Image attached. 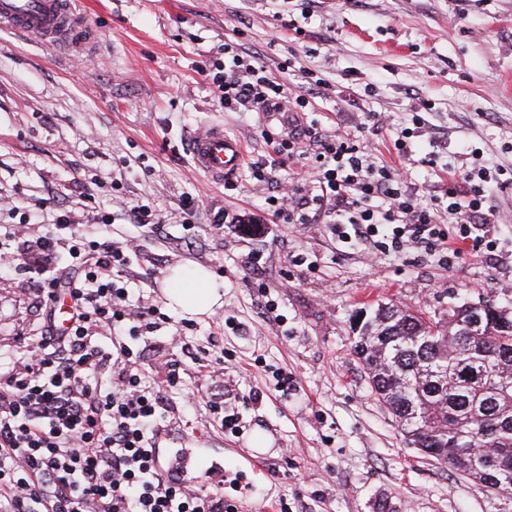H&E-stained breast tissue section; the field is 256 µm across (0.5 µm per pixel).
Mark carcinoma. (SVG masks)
<instances>
[{
  "label": "carcinoma",
  "instance_id": "obj_1",
  "mask_svg": "<svg viewBox=\"0 0 512 512\" xmlns=\"http://www.w3.org/2000/svg\"><path fill=\"white\" fill-rule=\"evenodd\" d=\"M353 351L407 444L474 484L512 494V310L491 299L425 319L365 310Z\"/></svg>",
  "mask_w": 512,
  "mask_h": 512
}]
</instances>
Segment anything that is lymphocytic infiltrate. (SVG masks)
I'll list each match as a JSON object with an SVG mask.
<instances>
[{
    "mask_svg": "<svg viewBox=\"0 0 512 512\" xmlns=\"http://www.w3.org/2000/svg\"><path fill=\"white\" fill-rule=\"evenodd\" d=\"M291 67L287 59L269 71L228 41L223 61L204 73L225 111L272 110L282 118L260 131L275 160L247 166L253 185L272 189L269 223L321 222L339 241L373 253H435L448 247L447 225L463 240L482 229L493 197L483 170L462 161L445 204L425 203L402 176V164L418 153L407 131H394L400 164L393 167L376 164L371 142L360 136L367 128L391 129L387 113H359L352 135L302 126L301 114L313 105L287 83ZM290 163L299 171L279 179L277 168ZM62 253L76 272L66 282L57 274ZM137 255L134 241L88 239L66 215L31 239L19 224L0 236V267L25 266L46 309L24 349L0 365V512H236L224 490H241L240 479L207 488L164 466L167 395L180 376L172 363L159 379L139 367L132 344L161 312L152 300L132 298L122 281ZM60 293L71 302L61 332L50 308Z\"/></svg>",
    "mask_w": 512,
    "mask_h": 512,
    "instance_id": "lymphocytic-infiltrate-1",
    "label": "lymphocytic infiltrate"
}]
</instances>
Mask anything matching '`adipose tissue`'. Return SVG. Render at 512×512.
I'll use <instances>...</instances> for the list:
<instances>
[{
  "instance_id": "1",
  "label": "adipose tissue",
  "mask_w": 512,
  "mask_h": 512,
  "mask_svg": "<svg viewBox=\"0 0 512 512\" xmlns=\"http://www.w3.org/2000/svg\"><path fill=\"white\" fill-rule=\"evenodd\" d=\"M167 298L188 317L209 314L220 305L223 285L205 269L175 270L166 279Z\"/></svg>"
}]
</instances>
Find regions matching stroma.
<instances>
[{
	"mask_svg": "<svg viewBox=\"0 0 512 512\" xmlns=\"http://www.w3.org/2000/svg\"><path fill=\"white\" fill-rule=\"evenodd\" d=\"M94 38L82 51L52 50L0 23V225L48 231L69 215L92 237L141 236L131 272L136 288L167 320L136 343L149 374L174 360L192 387L196 359L223 363L211 385L239 433L209 405H168L167 448L189 453L197 480L214 465L243 469L265 435L253 492L238 512H512L501 495L423 458L378 402L351 349L353 312L392 300L433 319L450 303L481 297L512 306V0H74ZM235 40L268 68L292 56L328 79L311 90L323 132L351 130L354 113H393L400 127L429 101L436 166H410L406 180L429 193L447 183L462 152L498 173L487 240H451L446 259L409 248L371 260L363 246L334 240L327 225L270 224L257 235L221 230L225 207L257 213L267 193L224 187L195 170L187 142L223 127L249 161H269L257 115L225 111L200 66ZM154 206L163 228L141 232L115 197ZM197 205L182 226L181 201ZM109 217V226L98 225ZM261 253L263 270L253 269ZM175 267L206 268L224 283V303L193 321L180 346L168 338L185 322L164 281ZM23 270L0 273V351H18L40 318ZM273 310H266V303ZM292 383L280 391L278 378ZM258 399H251V392Z\"/></svg>",
	"mask_w": 512,
	"mask_h": 512,
	"instance_id": "35a3bbf8",
	"label": "stroma"
}]
</instances>
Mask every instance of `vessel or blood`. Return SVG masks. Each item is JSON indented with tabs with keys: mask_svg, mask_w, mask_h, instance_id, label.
Returning a JSON list of instances; mask_svg holds the SVG:
<instances>
[{
	"mask_svg": "<svg viewBox=\"0 0 512 512\" xmlns=\"http://www.w3.org/2000/svg\"><path fill=\"white\" fill-rule=\"evenodd\" d=\"M0 22L22 37L35 36L51 49L80 48L90 36V25L73 0H0ZM189 155L195 169L221 183L236 176L245 160V148L214 127L191 140Z\"/></svg>",
	"mask_w": 512,
	"mask_h": 512,
	"instance_id": "b4317fda",
	"label": "vessel or blood"
}]
</instances>
